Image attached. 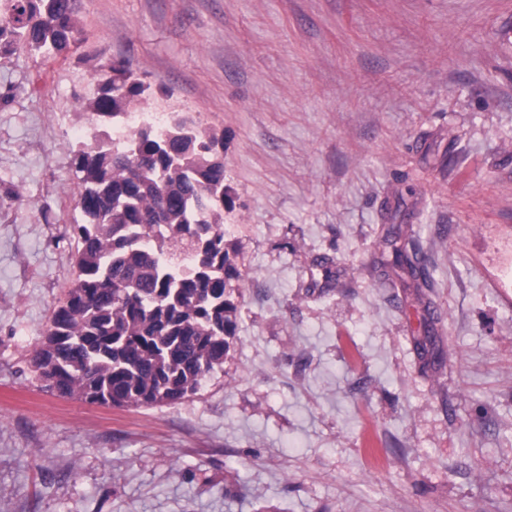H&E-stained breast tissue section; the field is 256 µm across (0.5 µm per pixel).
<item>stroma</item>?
Here are the masks:
<instances>
[{"label": "stroma", "mask_w": 512, "mask_h": 512, "mask_svg": "<svg viewBox=\"0 0 512 512\" xmlns=\"http://www.w3.org/2000/svg\"><path fill=\"white\" fill-rule=\"evenodd\" d=\"M0 57V512H512V0H82ZM224 133L236 337L181 402L32 367L73 273L75 97ZM415 244L414 288L382 241Z\"/></svg>", "instance_id": "obj_1"}]
</instances>
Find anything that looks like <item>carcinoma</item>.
Listing matches in <instances>:
<instances>
[{"instance_id": "1", "label": "carcinoma", "mask_w": 512, "mask_h": 512, "mask_svg": "<svg viewBox=\"0 0 512 512\" xmlns=\"http://www.w3.org/2000/svg\"><path fill=\"white\" fill-rule=\"evenodd\" d=\"M79 0H0V55H63L81 42ZM84 140L65 145L78 184L74 272L35 349L43 387L116 408L174 404L224 367L236 335L238 251L224 239L234 211L224 134L186 112L145 121L123 141L112 127L139 109L144 86L124 61L101 64ZM384 239L394 263L426 285L416 250Z\"/></svg>"}]
</instances>
